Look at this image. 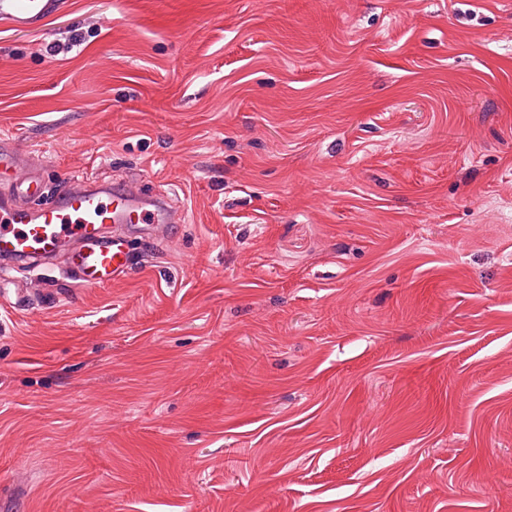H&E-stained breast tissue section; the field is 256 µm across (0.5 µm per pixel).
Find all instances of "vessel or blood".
Listing matches in <instances>:
<instances>
[{
    "label": "vessel or blood",
    "instance_id": "b4317fda",
    "mask_svg": "<svg viewBox=\"0 0 512 512\" xmlns=\"http://www.w3.org/2000/svg\"><path fill=\"white\" fill-rule=\"evenodd\" d=\"M67 7V0H0V21L33 32ZM23 162L14 139L0 137V174ZM42 192L36 175L0 188V261L56 266L84 288L127 275L132 231L149 235L180 220L165 199L105 180H70L46 204Z\"/></svg>",
    "mask_w": 512,
    "mask_h": 512
}]
</instances>
